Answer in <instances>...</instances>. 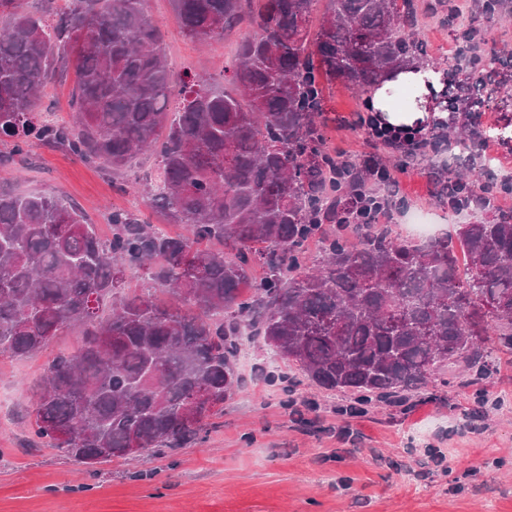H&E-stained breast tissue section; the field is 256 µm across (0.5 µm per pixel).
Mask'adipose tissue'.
<instances>
[{"mask_svg": "<svg viewBox=\"0 0 512 512\" xmlns=\"http://www.w3.org/2000/svg\"><path fill=\"white\" fill-rule=\"evenodd\" d=\"M404 84L414 86L419 95L417 104L401 110L393 106L389 96L395 86ZM447 86L446 76L442 71L407 67L390 73L375 90L371 107L381 114L386 126L402 131L422 130L430 122L439 119L441 109L438 100Z\"/></svg>", "mask_w": 512, "mask_h": 512, "instance_id": "obj_1", "label": "adipose tissue"}]
</instances>
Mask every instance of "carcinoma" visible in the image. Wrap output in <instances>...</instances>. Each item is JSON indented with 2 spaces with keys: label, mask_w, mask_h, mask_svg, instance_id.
I'll use <instances>...</instances> for the list:
<instances>
[{
  "label": "carcinoma",
  "mask_w": 512,
  "mask_h": 512,
  "mask_svg": "<svg viewBox=\"0 0 512 512\" xmlns=\"http://www.w3.org/2000/svg\"><path fill=\"white\" fill-rule=\"evenodd\" d=\"M22 2L0 0V135L16 154L44 143L117 175L155 156L152 201L189 231L171 237L115 209L103 240L74 206L0 194V354L81 328L78 351L55 356L36 394L30 431L42 445L93 470L133 435L146 455L197 443L238 384L245 328L317 386L366 403L403 401L447 367L486 377L496 353L512 352V211L426 243L357 224L304 251L365 203L373 171L326 148V90L365 93L423 56L406 24L413 0H326L315 29L320 0H171L191 40L251 32L217 94L173 78L146 0H68L49 24ZM70 65L71 121L37 122L45 82ZM433 175L462 208L488 207L481 184ZM214 241L224 250L201 248ZM256 265L265 275L246 296ZM128 267L187 309L160 306L151 288L122 294ZM202 385L219 407L180 420Z\"/></svg>",
  "instance_id": "1"
}]
</instances>
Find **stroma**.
<instances>
[{
  "label": "stroma",
  "instance_id": "35a3bbf8",
  "mask_svg": "<svg viewBox=\"0 0 512 512\" xmlns=\"http://www.w3.org/2000/svg\"><path fill=\"white\" fill-rule=\"evenodd\" d=\"M427 2L417 0L424 62L444 71L449 82L462 81L464 72L448 65V38L467 32L471 2L455 0L462 15L450 26L426 11ZM146 9L161 27L168 60L182 61L223 90L224 66L239 33L200 45L183 35L170 0H147ZM483 28L498 55L492 65L496 91L477 107L459 101L455 119L474 142L476 111L486 112L489 126L496 115L508 116L512 144V10ZM74 79L67 72L45 83L40 119L70 120ZM369 99L332 88L329 146L367 152L350 124ZM11 151L10 140L0 138L2 193L45 194L75 204L104 238L115 208L134 211L165 233L187 232L152 205L155 157L137 159L123 174L126 188L120 191L109 169L64 149L38 144L23 157ZM401 192L412 210L429 213L439 234L454 232L457 217L429 196L419 174L402 176ZM81 340L75 328L35 354L0 356V512H512L510 352L499 353L490 378L474 379L461 367L409 397L408 408L375 402L351 420L336 413L342 394L312 384L246 336L235 360L238 386L201 442L172 453L115 458L90 472L63 452L37 445L28 427L30 399L46 367L59 351L76 352ZM256 364L271 381L247 383ZM480 401L484 422L472 431L464 422Z\"/></svg>",
  "mask_w": 512,
  "mask_h": 512
}]
</instances>
